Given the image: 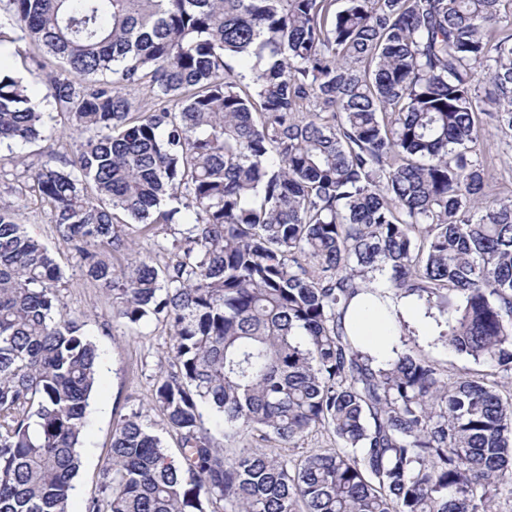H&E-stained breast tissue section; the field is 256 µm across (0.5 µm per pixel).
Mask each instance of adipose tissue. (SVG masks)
Masks as SVG:
<instances>
[{
  "instance_id": "obj_1",
  "label": "adipose tissue",
  "mask_w": 512,
  "mask_h": 512,
  "mask_svg": "<svg viewBox=\"0 0 512 512\" xmlns=\"http://www.w3.org/2000/svg\"><path fill=\"white\" fill-rule=\"evenodd\" d=\"M415 322L422 335L434 332V324L421 305L410 297L399 298L392 308H385L366 291L358 292L350 301L344 316L348 334L371 356L383 360L389 357L395 343L396 317Z\"/></svg>"
}]
</instances>
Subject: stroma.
I'll list each match as a JSON object with an SVG mask.
<instances>
[{
    "instance_id": "35a3bbf8",
    "label": "stroma",
    "mask_w": 512,
    "mask_h": 512,
    "mask_svg": "<svg viewBox=\"0 0 512 512\" xmlns=\"http://www.w3.org/2000/svg\"><path fill=\"white\" fill-rule=\"evenodd\" d=\"M11 72L21 76L30 94L40 100L43 111H51L46 99L45 77L58 70L57 59L41 54L37 45L26 43L21 53L8 61ZM74 141L66 133L25 146L15 151L0 149V196L20 206L21 222L54 254L63 271L58 294L67 313L83 316L84 330L97 345L100 353L101 374L88 412V426L81 448L82 466L69 500V512H84L86 501L94 496L101 481L102 468L111 442L112 429L132 413H142L167 447L176 453L177 436L163 415L150 403L153 385L160 368L168 366L171 336L164 323L151 321L136 328H128L112 319V301L98 285L89 279L83 262L56 233L46 206L30 189L31 171L37 170L47 154L72 156ZM25 158L24 165L15 164L14 155ZM476 156L487 171L488 194L493 198L512 197V140L497 131L485 133L476 146ZM121 230L134 242V254L156 266L167 263L171 255L165 247L178 231L177 225L159 224L146 229L140 224H125ZM438 333L421 336L418 329L405 321H398L396 345L398 349H413L433 360L448 379L463 374L484 373V364L449 347L444 334L449 315L435 313Z\"/></svg>"
}]
</instances>
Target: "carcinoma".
<instances>
[{
    "label": "carcinoma",
    "instance_id": "carcinoma-1",
    "mask_svg": "<svg viewBox=\"0 0 512 512\" xmlns=\"http://www.w3.org/2000/svg\"><path fill=\"white\" fill-rule=\"evenodd\" d=\"M0 45L58 59L46 97L80 141L32 176L58 236L129 328L170 326L152 405L117 423L85 512H497L512 396L383 364L342 317L369 274L453 313L448 345L512 376V199L471 153L512 133V0H0ZM142 91L136 104L126 89ZM54 117L0 67V146ZM191 219L176 260L119 225ZM63 272L0 197V512H68L99 353ZM290 448L227 453L205 426ZM268 452L287 455L297 460L306 453L317 449L336 448V441L332 434L324 429H314L300 439L293 448H283L278 442L270 441L261 444Z\"/></svg>",
    "mask_w": 512,
    "mask_h": 512
}]
</instances>
